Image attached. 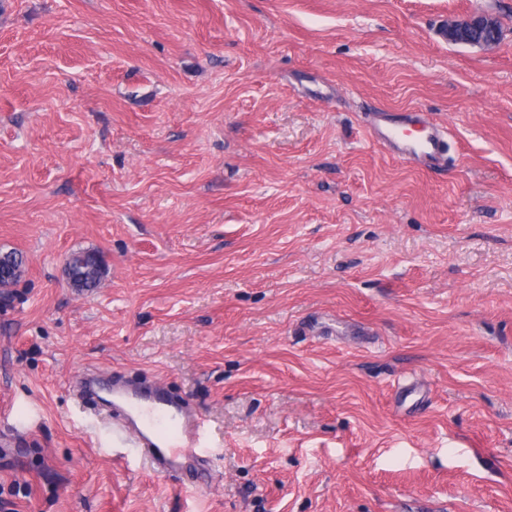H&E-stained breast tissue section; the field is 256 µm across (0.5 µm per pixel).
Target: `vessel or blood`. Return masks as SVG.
Returning a JSON list of instances; mask_svg holds the SVG:
<instances>
[{"mask_svg": "<svg viewBox=\"0 0 512 512\" xmlns=\"http://www.w3.org/2000/svg\"><path fill=\"white\" fill-rule=\"evenodd\" d=\"M371 135L393 157L409 163L436 164L447 154L446 131L415 109L407 112L402 120H382ZM112 407L122 420V434L133 439L156 473L174 469L181 457L195 453L197 423L183 418L163 389L139 393L122 382H115Z\"/></svg>", "mask_w": 512, "mask_h": 512, "instance_id": "1", "label": "vessel or blood"}]
</instances>
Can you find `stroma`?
<instances>
[{"label": "stroma", "instance_id": "obj_1", "mask_svg": "<svg viewBox=\"0 0 512 512\" xmlns=\"http://www.w3.org/2000/svg\"><path fill=\"white\" fill-rule=\"evenodd\" d=\"M474 12L493 50L441 37ZM409 108L445 169L368 136ZM1 250L16 512H512V0H0ZM88 369L198 457L156 474Z\"/></svg>", "mask_w": 512, "mask_h": 512}]
</instances>
